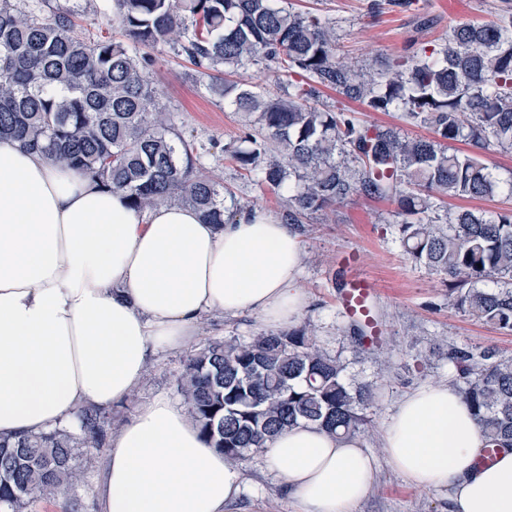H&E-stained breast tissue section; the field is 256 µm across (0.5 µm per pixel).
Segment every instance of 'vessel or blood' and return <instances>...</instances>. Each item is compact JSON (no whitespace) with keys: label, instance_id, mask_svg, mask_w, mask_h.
I'll use <instances>...</instances> for the list:
<instances>
[{"label":"vessel or blood","instance_id":"1","mask_svg":"<svg viewBox=\"0 0 512 512\" xmlns=\"http://www.w3.org/2000/svg\"><path fill=\"white\" fill-rule=\"evenodd\" d=\"M341 264L346 278L343 286L336 292L337 306L343 316L362 323L367 343H376L382 330L371 313L370 301L375 292L374 286L367 276L358 272L356 253H346Z\"/></svg>","mask_w":512,"mask_h":512}]
</instances>
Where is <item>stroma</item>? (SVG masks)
<instances>
[{"mask_svg":"<svg viewBox=\"0 0 512 512\" xmlns=\"http://www.w3.org/2000/svg\"><path fill=\"white\" fill-rule=\"evenodd\" d=\"M291 2L297 11L335 18L337 56L367 72L379 69L385 59L411 52L414 44L442 41L458 23L496 19L506 6L505 0H413L409 7L397 5L396 0ZM152 55L159 101L172 113L177 131L194 137L202 147L207 170L219 176L241 202L282 216L284 202L244 179L224 154L239 134L236 114L216 101L205 79L184 58L160 49ZM316 105L349 109L359 123L370 128L390 127L413 138L430 134L425 127L407 123L400 113L371 111L331 89H322ZM397 212L396 200L359 195L308 215L298 227L303 253L300 286L308 299L301 322L315 330L327 352L342 356L349 376L372 384L374 400L363 434L372 448L407 393L424 384L447 382L449 347L493 348L512 356V333L458 310L448 299V280L406 259L397 241ZM349 251L359 254L361 271L377 290L373 310L385 332L374 347L359 346L350 323L336 306V290L344 278L337 262ZM183 360L180 353L155 357L136 393L137 401L159 394L176 397ZM246 475L242 512H299L297 502L288 497L278 479L262 471L260 458L247 463ZM355 512H448V494L414 488L383 463L376 485Z\"/></svg>","mask_w":512,"mask_h":512,"instance_id":"35a3bbf8","label":"stroma"}]
</instances>
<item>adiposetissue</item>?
Instances as JSON below:
<instances>
[{
  "instance_id": "adipose-tissue-1",
  "label": "adipose tissue",
  "mask_w": 512,
  "mask_h": 512,
  "mask_svg": "<svg viewBox=\"0 0 512 512\" xmlns=\"http://www.w3.org/2000/svg\"><path fill=\"white\" fill-rule=\"evenodd\" d=\"M295 225L253 211L203 223L193 208L143 212L38 150L0 141V435L36 433L131 397L153 356L193 346L209 315L288 329L306 297ZM381 455L314 425L262 448L303 512H351L379 461L449 512H512V448L486 441L458 389L424 384L380 434ZM242 463L209 447L185 406L158 395L114 430L100 512H240Z\"/></svg>"
}]
</instances>
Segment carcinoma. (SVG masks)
Wrapping results in <instances>:
<instances>
[{
  "mask_svg": "<svg viewBox=\"0 0 512 512\" xmlns=\"http://www.w3.org/2000/svg\"><path fill=\"white\" fill-rule=\"evenodd\" d=\"M96 13L123 38L75 36L73 14L49 0H0V139L40 149L141 211L179 203L206 224L234 220L240 201L207 174L196 142L174 132L158 100L150 51L166 47L245 118L225 153L284 200L286 223L358 194L394 198L409 259L453 283L457 309L512 333V212L444 205L512 194V181L500 182L477 156L450 151L459 141L512 151V12L455 25L447 39L368 74L336 60L333 19L288 0H100ZM260 63L284 73L282 92L224 82V70ZM322 87L374 112L398 111L432 137L319 108ZM448 365L487 446L512 447V356L450 347ZM345 371L302 327L248 342L208 339L185 359L177 391L206 442L246 462L303 423L360 434L374 393ZM117 422L108 408L85 407L73 429L1 436L0 506L28 512L83 485L82 460L105 450Z\"/></svg>",
  "mask_w": 512,
  "mask_h": 512,
  "instance_id": "carcinoma-1",
  "label": "carcinoma"
}]
</instances>
